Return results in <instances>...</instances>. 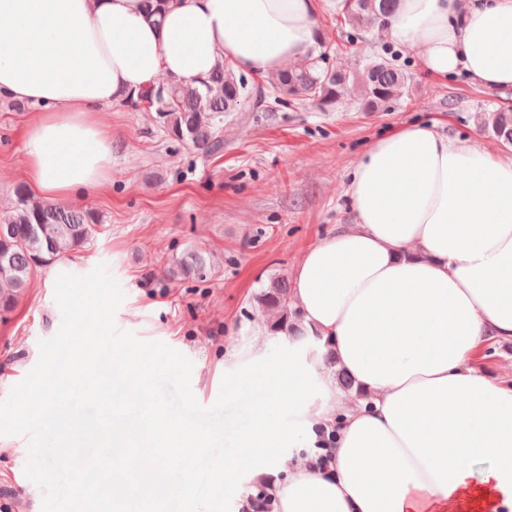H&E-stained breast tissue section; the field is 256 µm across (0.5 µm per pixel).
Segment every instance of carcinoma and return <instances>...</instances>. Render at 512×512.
<instances>
[{"instance_id":"obj_1","label":"carcinoma","mask_w":512,"mask_h":512,"mask_svg":"<svg viewBox=\"0 0 512 512\" xmlns=\"http://www.w3.org/2000/svg\"><path fill=\"white\" fill-rule=\"evenodd\" d=\"M395 6V0H340L336 16L354 29L381 26ZM329 54L321 51L301 67H289L266 79L274 98L307 100L321 111L336 109L350 88L358 89L361 104L376 111L401 99L408 88V75L389 59H371L362 69L347 72L327 65ZM249 94L248 84L236 76L230 66L217 65L204 88L173 82L146 88L125 97L134 109L145 107L156 112L160 126L177 141L187 142L208 153L221 149L217 130L224 116L239 110L242 98ZM481 127L491 131L503 143L512 145V112L497 110L478 116ZM12 210L0 213V313L11 312L18 298L29 288L37 268L80 249L93 235L99 223L91 209L38 200L24 184L16 186ZM212 273L205 253L187 248L173 256L164 271L170 282L203 281ZM265 316L267 330L277 336H295L297 312L291 307L288 278L276 275L253 297ZM326 367L337 376L341 387L351 392L353 380L335 368L332 353L325 354Z\"/></svg>"}]
</instances>
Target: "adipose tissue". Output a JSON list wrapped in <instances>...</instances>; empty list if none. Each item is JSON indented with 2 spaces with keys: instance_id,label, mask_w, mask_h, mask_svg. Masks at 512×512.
I'll return each mask as SVG.
<instances>
[{
  "instance_id": "ef3b65f1",
  "label": "adipose tissue",
  "mask_w": 512,
  "mask_h": 512,
  "mask_svg": "<svg viewBox=\"0 0 512 512\" xmlns=\"http://www.w3.org/2000/svg\"><path fill=\"white\" fill-rule=\"evenodd\" d=\"M317 12L318 0H169L156 24L141 0H0V101L43 113L25 143L32 188L64 199L108 182L112 134L95 114L159 76L305 63ZM383 36L431 74L512 87V0H397ZM347 194L353 223L293 271L304 342L265 363L260 325L230 356L228 372L277 387L226 472L276 455L277 512H512V381L475 364L512 341V160L408 124L370 145ZM326 435L327 466L295 457Z\"/></svg>"
}]
</instances>
